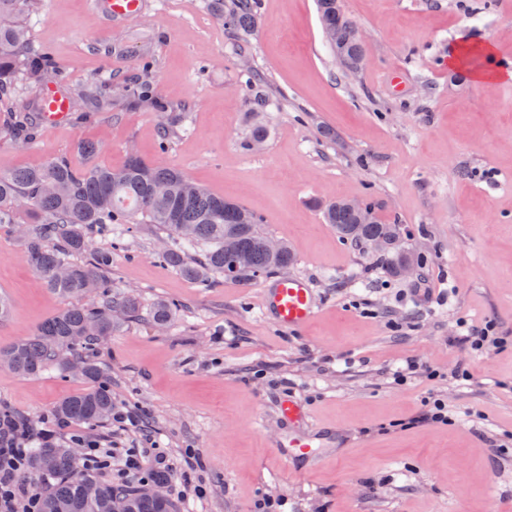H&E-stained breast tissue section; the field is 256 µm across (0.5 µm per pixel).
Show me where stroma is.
Here are the masks:
<instances>
[{
	"label": "stroma",
	"instance_id": "obj_1",
	"mask_svg": "<svg viewBox=\"0 0 512 512\" xmlns=\"http://www.w3.org/2000/svg\"><path fill=\"white\" fill-rule=\"evenodd\" d=\"M369 63L346 70L326 43L316 0H261L246 32L227 28L213 0H145L141 15L106 28L88 0H39L31 39L59 68L69 95L95 82H148L186 110L169 140L159 116L113 96L110 111L41 125L26 147L0 136V173L59 157L80 168L123 165L128 152L181 169L256 214L264 235L295 255L319 305L307 328L286 331L262 310L260 287L204 286L159 257L171 241L133 224L120 247L108 235L112 282L147 312L176 305L165 328L125 322L97 349L112 402L144 414L167 458L193 451L203 497L173 495L180 512H512V341L476 353L453 344L458 323L491 318L512 338V81L487 85L448 65L449 48L496 41L512 59V0H339ZM260 76L268 133L244 146L254 120L245 70ZM95 144L93 153L83 144ZM375 203L405 229L402 251L425 262L390 274L393 251L341 240L321 207ZM431 280L432 296L418 293ZM0 346L33 335L67 306L45 288L15 233L0 227ZM441 379L395 384L407 358ZM467 368L469 380L454 379ZM84 381L0 367V410L33 426L53 420ZM439 396L448 426L392 429ZM299 402L307 419L279 412ZM323 431L321 461L294 469L270 441ZM497 453H489V445Z\"/></svg>",
	"mask_w": 512,
	"mask_h": 512
}]
</instances>
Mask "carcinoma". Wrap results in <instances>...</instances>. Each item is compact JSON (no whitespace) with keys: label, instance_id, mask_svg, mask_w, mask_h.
<instances>
[{"label":"carcinoma","instance_id":"1","mask_svg":"<svg viewBox=\"0 0 512 512\" xmlns=\"http://www.w3.org/2000/svg\"><path fill=\"white\" fill-rule=\"evenodd\" d=\"M260 0H226L224 24L236 30L251 28ZM322 27L337 28L346 43V52L362 51L358 33L342 12L338 0H317ZM37 10V0H0V112L12 117L0 132L24 146L34 138L28 119L13 112L17 84L35 79L49 81L57 72L54 60L36 49L31 41L28 18ZM85 109L105 112L110 97L90 91L79 94ZM128 105L152 103L148 84L127 90ZM186 175L165 164L147 163L137 155L128 156L117 168L80 169L66 158H55L42 166L0 174V224L18 223L17 207L28 210L27 233L19 237L24 256L39 273L47 288L65 295L73 303L43 321L31 336L0 347V364L17 374L38 376L52 368L65 375L75 374L92 384L90 390L68 395L56 406L62 420L97 427L112 413L109 378L94 356L98 341L112 335L120 320L139 315V301L112 287L108 276L112 253L92 246L94 236L112 233L114 224H154L174 240L204 246L198 258H189L181 249L168 248L162 260L190 280L207 285L223 277L246 285L295 260L289 247L278 255L267 253L265 239L252 217L241 224L238 215L245 207L194 186L185 190ZM338 199L323 207L326 223L344 241L367 243L388 239L400 229L385 224L376 214L364 224L358 213L341 206ZM248 258L246 265L230 270L231 252ZM99 294L92 307L80 304L89 292ZM174 309L166 301L154 304L149 313L156 325L168 324ZM54 454L50 474L56 483L40 496L41 512H178L168 498L158 499L149 487L116 490L96 482L98 493L85 494V483L93 478L78 471L68 447L44 443L32 449L30 469L42 472L41 459Z\"/></svg>","mask_w":512,"mask_h":512}]
</instances>
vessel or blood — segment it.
I'll use <instances>...</instances> for the list:
<instances>
[{
    "label": "vessel or blood",
    "instance_id": "obj_1",
    "mask_svg": "<svg viewBox=\"0 0 512 512\" xmlns=\"http://www.w3.org/2000/svg\"><path fill=\"white\" fill-rule=\"evenodd\" d=\"M92 7L105 21L134 18L143 10V0H92ZM38 108L41 120L47 125L63 122L70 112V100L56 86L43 89ZM262 303L266 312L285 329H300L310 324L319 309L308 281L298 276L278 278L272 287L262 289ZM316 438L297 436L287 443L288 458L317 459Z\"/></svg>",
    "mask_w": 512,
    "mask_h": 512
}]
</instances>
